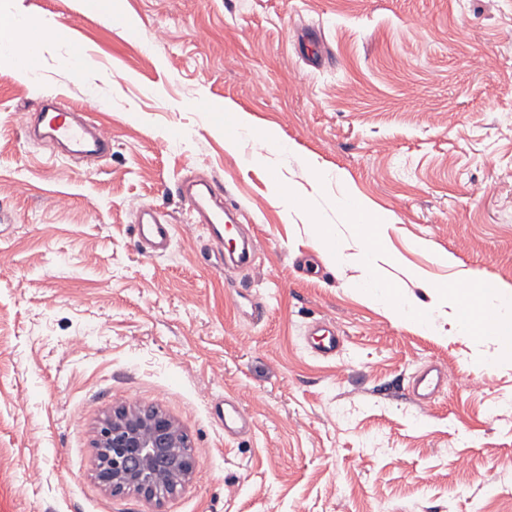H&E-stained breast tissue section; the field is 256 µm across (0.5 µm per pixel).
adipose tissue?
I'll return each instance as SVG.
<instances>
[{
	"instance_id": "adipose-tissue-1",
	"label": "adipose tissue",
	"mask_w": 512,
	"mask_h": 512,
	"mask_svg": "<svg viewBox=\"0 0 512 512\" xmlns=\"http://www.w3.org/2000/svg\"><path fill=\"white\" fill-rule=\"evenodd\" d=\"M27 25L25 19L0 18V56L9 55L17 72L34 76L33 68L25 67L27 55L40 53L43 45L57 32L53 21L42 24L33 44L19 45L18 34ZM342 208L353 224V235L359 251L353 254L361 274L358 281L370 299L384 302L400 318L430 331L438 318L450 317L458 331L473 340L495 346L496 350H512V290L503 288L487 293L479 285L460 290L448 285L434 286L431 303L408 301L402 287L390 281L384 272L392 257L383 240L388 226L384 218L363 201L343 196Z\"/></svg>"
}]
</instances>
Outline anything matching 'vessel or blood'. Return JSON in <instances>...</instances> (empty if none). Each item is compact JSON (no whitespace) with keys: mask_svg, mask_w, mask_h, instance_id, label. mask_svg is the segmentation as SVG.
<instances>
[{"mask_svg":"<svg viewBox=\"0 0 512 512\" xmlns=\"http://www.w3.org/2000/svg\"><path fill=\"white\" fill-rule=\"evenodd\" d=\"M26 133L56 144L62 157L95 163L103 160L112 149V135L102 125L74 111L63 100L44 101L37 111L25 114ZM187 222L205 229L211 248L223 253L224 265L232 271H249L255 266L258 249L254 238L246 237L232 250L224 248V228L230 218L224 208V199L210 180L189 181L182 186ZM175 226L167 221L154 206L142 205L135 214L133 233L143 254L159 256L167 253L173 243ZM312 338V351L321 357H333L340 350L341 338L335 326L319 321L306 330ZM448 380L439 369L429 367L414 376L411 390L420 405L427 406L444 389ZM224 434L234 437L253 427L251 416L234 401L224 403L219 415Z\"/></svg>","mask_w":512,"mask_h":512,"instance_id":"vessel-or-blood-1","label":"vessel or blood"}]
</instances>
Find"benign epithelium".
<instances>
[{
  "mask_svg": "<svg viewBox=\"0 0 512 512\" xmlns=\"http://www.w3.org/2000/svg\"><path fill=\"white\" fill-rule=\"evenodd\" d=\"M96 477L110 493L133 489L148 499L174 493L175 478L193 471L181 431L151 409H116L97 428Z\"/></svg>",
  "mask_w": 512,
  "mask_h": 512,
  "instance_id": "7a95c632",
  "label": "benign epithelium"
}]
</instances>
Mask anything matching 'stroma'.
Wrapping results in <instances>:
<instances>
[{
	"instance_id": "35a3bbf8",
	"label": "stroma",
	"mask_w": 512,
	"mask_h": 512,
	"mask_svg": "<svg viewBox=\"0 0 512 512\" xmlns=\"http://www.w3.org/2000/svg\"><path fill=\"white\" fill-rule=\"evenodd\" d=\"M0 13L58 24L36 78L0 71V512H512V355L366 300L311 227L334 225L354 253L349 193L392 224L388 273L409 298H427L418 271L512 286V0H0ZM77 45L81 72L64 64ZM54 97L111 132L106 160H53L26 138L18 113ZM237 112L251 129L230 150ZM269 131L290 154L268 151ZM193 173L256 236L254 271L226 272L185 224ZM143 204L180 226L164 257L133 237ZM324 319L343 340L333 358L304 334ZM431 362L450 383L424 409L406 382ZM228 399L248 434L225 436ZM118 407L159 409L188 437L195 467L173 495L98 482L97 426Z\"/></svg>"
}]
</instances>
